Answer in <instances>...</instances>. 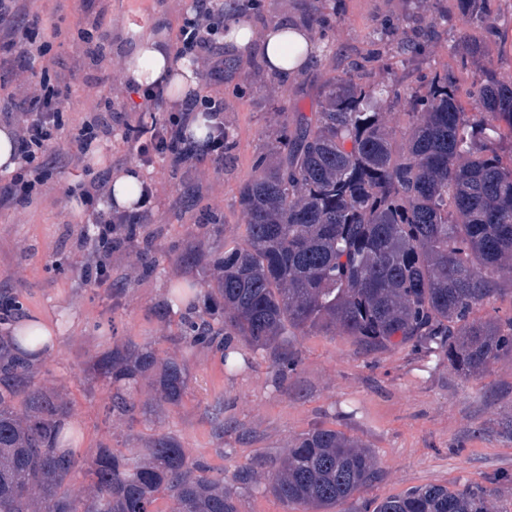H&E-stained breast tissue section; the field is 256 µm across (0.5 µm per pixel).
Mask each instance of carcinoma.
I'll use <instances>...</instances> for the list:
<instances>
[{
    "mask_svg": "<svg viewBox=\"0 0 512 512\" xmlns=\"http://www.w3.org/2000/svg\"><path fill=\"white\" fill-rule=\"evenodd\" d=\"M487 37L501 34L489 0H465ZM434 72L401 94L383 83L333 77L311 116H300L241 194L246 235L214 254L203 314L184 322L191 348L234 333L294 366L291 338L347 336L367 353L398 347L442 353L464 377H481L512 353V315L474 317L512 297V77L493 66ZM475 103L465 112L462 99ZM409 118L395 139V106ZM24 306L0 292V512H236L224 473L192 461L169 437L145 448H98L86 459L65 439L70 403L38 380L36 351L10 335ZM114 384L152 378L158 399L178 405L184 369L149 347L124 345L93 364ZM130 391L107 414L129 416ZM87 484L69 487L77 474ZM371 451L334 429L297 440L266 490L303 512H327L370 484ZM490 486L417 487L376 512H489Z\"/></svg>",
    "mask_w": 512,
    "mask_h": 512,
    "instance_id": "carcinoma-1",
    "label": "carcinoma"
}]
</instances>
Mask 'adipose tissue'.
Instances as JSON below:
<instances>
[{
	"instance_id": "1",
	"label": "adipose tissue",
	"mask_w": 512,
	"mask_h": 512,
	"mask_svg": "<svg viewBox=\"0 0 512 512\" xmlns=\"http://www.w3.org/2000/svg\"><path fill=\"white\" fill-rule=\"evenodd\" d=\"M224 50L236 57L257 52L267 78L287 82L297 78L316 59L319 51L314 34L288 16L257 25L227 5L224 12ZM124 79L133 87L163 86L170 103L183 102L200 91L201 76L190 59H175L166 36L147 34L133 40L125 57Z\"/></svg>"
}]
</instances>
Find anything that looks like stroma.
Here are the masks:
<instances>
[{"label": "stroma", "instance_id": "1", "mask_svg": "<svg viewBox=\"0 0 512 512\" xmlns=\"http://www.w3.org/2000/svg\"><path fill=\"white\" fill-rule=\"evenodd\" d=\"M192 0H109L112 54H126L135 34L174 22ZM262 22L281 13L311 23L321 45L317 60L300 77L279 85L263 74L257 55L225 67L227 147L223 167L208 161L181 165L155 159L145 172L157 189L151 217L133 237L112 247L109 277L87 283L83 267L94 251L87 213L78 196H67L88 174L138 165L124 123L134 111L112 115V143L98 148L103 164H67L60 140L47 196L0 207V289L16 293L27 313L57 325L58 343L38 378L72 403L81 430L82 457L100 446L142 448L157 437L177 441L195 461L223 470L237 512H292L265 492L270 459L283 455L317 427L342 431L369 448L378 479L334 512H374L386 498L425 485L495 483L492 512H512V356L476 379L452 369L442 355L398 348L378 355L358 351L346 336L297 337L298 362L279 375L269 353L228 337L226 351L185 348L184 310L172 309L173 286L191 288L202 305L204 274L188 263L241 241L245 219L241 190L268 160L299 114L317 111L326 81L363 63L373 78L402 86L429 71L457 72L462 44L477 38L457 0H235ZM419 49L394 56L396 39ZM151 346L183 363L186 394L173 406L156 399L149 382L134 388L133 415L108 417L110 389L89 370L108 347ZM253 467L256 480L235 481Z\"/></svg>", "mask_w": 512, "mask_h": 512}]
</instances>
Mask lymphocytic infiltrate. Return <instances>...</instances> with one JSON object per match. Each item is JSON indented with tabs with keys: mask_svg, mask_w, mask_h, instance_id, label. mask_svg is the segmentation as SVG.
Wrapping results in <instances>:
<instances>
[{
	"mask_svg": "<svg viewBox=\"0 0 512 512\" xmlns=\"http://www.w3.org/2000/svg\"><path fill=\"white\" fill-rule=\"evenodd\" d=\"M83 8L75 24L86 45L82 57L70 69H63L54 46L61 31L57 23L59 0H0V69L5 72V88L12 107L0 115L11 127L16 143L18 170L0 184V205L15 201L28 203L41 197L49 179V169L63 128L62 114L70 98V81L86 65L96 67L81 86L84 115L75 125L66 156L80 167L93 144L111 142L114 102L129 93L122 59L106 54L112 42V19L107 5L82 0ZM224 30V9L220 0H193L183 14L171 50L175 58H192L202 73L215 80L224 77V54L220 37ZM145 105L168 112L162 122L126 125L125 138L132 142L143 163L167 157L176 163L210 159L224 162V99L206 91L179 106H169L163 88L143 90ZM203 113L212 123V132L203 142L185 133L192 114ZM111 171H103L80 185V195L95 226L96 239L112 243L116 224H139L152 211L155 195L144 185L137 211H119L111 204Z\"/></svg>",
	"mask_w": 512,
	"mask_h": 512,
	"instance_id": "obj_1",
	"label": "lymphocytic infiltrate"
}]
</instances>
